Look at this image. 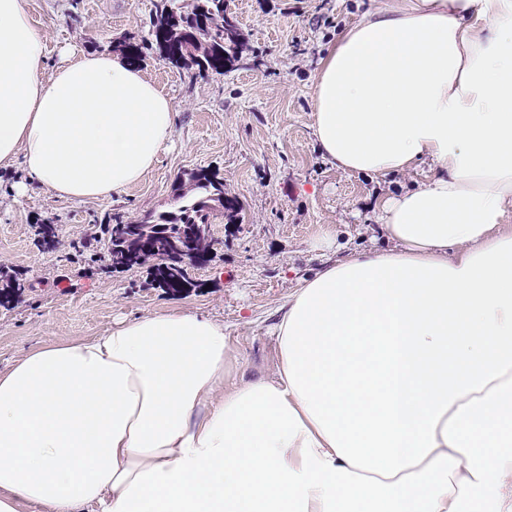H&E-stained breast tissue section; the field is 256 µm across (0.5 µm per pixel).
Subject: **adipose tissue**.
Masks as SVG:
<instances>
[{"mask_svg": "<svg viewBox=\"0 0 512 512\" xmlns=\"http://www.w3.org/2000/svg\"><path fill=\"white\" fill-rule=\"evenodd\" d=\"M170 98L120 56L65 52L0 0V167L76 201L138 183ZM337 168L429 164L380 201L390 249L302 279L273 378L228 383L222 323L120 320L0 372V512H512V0H392L321 61Z\"/></svg>", "mask_w": 512, "mask_h": 512, "instance_id": "adipose-tissue-1", "label": "adipose tissue"}]
</instances>
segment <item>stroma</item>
Listing matches in <instances>:
<instances>
[{
  "label": "stroma",
  "instance_id": "35a3bbf8",
  "mask_svg": "<svg viewBox=\"0 0 512 512\" xmlns=\"http://www.w3.org/2000/svg\"><path fill=\"white\" fill-rule=\"evenodd\" d=\"M32 22L47 34V66L63 51L124 55L172 99L173 142L145 179L123 194L75 202L29 184L21 164L0 170V370L29 350L97 336L121 319L190 311L222 322L235 377L273 375L275 311L299 281L353 252L386 248L375 221L379 199L422 180L420 172L375 179L343 171L320 154L312 129L319 59L340 29L390 0H233L245 36V60L209 79L194 68L169 67L147 48L152 0H26ZM208 168L236 199L241 223L212 220L211 261L189 268L194 285L179 293L158 287L148 266L109 272L96 256L103 224L114 213L137 218L170 207L178 178ZM55 224L54 249L36 227ZM336 234L319 246L323 232Z\"/></svg>",
  "mask_w": 512,
  "mask_h": 512
}]
</instances>
